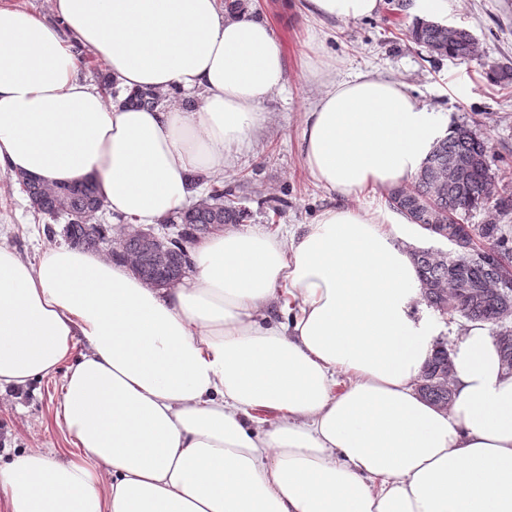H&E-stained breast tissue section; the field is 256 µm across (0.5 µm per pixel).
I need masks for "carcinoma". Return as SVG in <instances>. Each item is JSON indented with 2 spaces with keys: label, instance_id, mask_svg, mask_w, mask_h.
<instances>
[{
  "label": "carcinoma",
  "instance_id": "1",
  "mask_svg": "<svg viewBox=\"0 0 512 512\" xmlns=\"http://www.w3.org/2000/svg\"><path fill=\"white\" fill-rule=\"evenodd\" d=\"M411 39L431 52L450 58L470 59L477 55L478 45L473 35L463 28H448L438 22L418 20L410 30ZM170 94L159 91H134L126 102L158 107ZM487 142L476 135L466 123L452 128L451 134L438 140L424 159L418 175L408 185L387 193L385 200L392 209L406 210L412 223L446 224L460 221L470 212H484L482 224H463L471 239L495 246L503 256L500 267L474 268L465 264L450 266L443 263L430 249L415 250L413 262L419 273L420 285L435 289L425 304L441 316L453 320L463 318L470 323L480 322L497 327L496 335L512 337V236L502 221L512 214V171L494 172L487 163ZM467 160L466 173L458 179L448 177V156ZM35 213L51 219L61 215L69 221L67 236L72 246L91 250L89 238L97 235L112 240V225L94 224L92 219L104 207L96 183L85 180L75 185L31 182L26 190ZM246 209L233 199L224 183L210 184L205 195L176 215L164 220L166 224H238ZM486 282L501 289L496 305L476 306L461 310L452 305L454 284Z\"/></svg>",
  "mask_w": 512,
  "mask_h": 512
}]
</instances>
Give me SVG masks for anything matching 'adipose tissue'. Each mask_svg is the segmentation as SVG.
I'll return each mask as SVG.
<instances>
[{"mask_svg":"<svg viewBox=\"0 0 512 512\" xmlns=\"http://www.w3.org/2000/svg\"><path fill=\"white\" fill-rule=\"evenodd\" d=\"M297 2L344 21L379 4ZM53 14L0 7V174L95 178L105 206L143 227L223 179L287 81L270 22L222 0H53ZM79 47L122 94L177 87L200 102L108 104L80 77ZM441 136L400 82L327 80L299 149L339 205L286 248L214 232L172 288L75 247L32 264L0 243V390L61 376L56 415L78 450L0 465V512H512V373L494 337L476 323L454 347L449 409L423 399L435 340L415 313L416 228L349 204L409 182ZM281 287L292 321L259 324ZM339 369L353 375L341 389ZM260 409L277 412L273 429L250 427Z\"/></svg>","mask_w":512,"mask_h":512,"instance_id":"obj_1","label":"adipose tissue"}]
</instances>
